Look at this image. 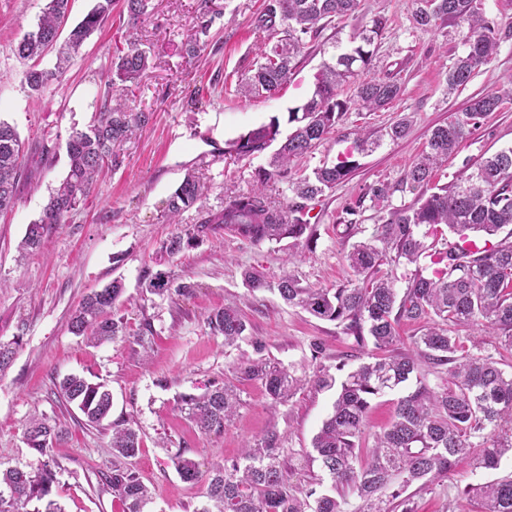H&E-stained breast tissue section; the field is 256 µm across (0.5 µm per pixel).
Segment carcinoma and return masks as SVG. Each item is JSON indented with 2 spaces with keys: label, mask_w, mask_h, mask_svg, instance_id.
<instances>
[{
  "label": "carcinoma",
  "mask_w": 512,
  "mask_h": 512,
  "mask_svg": "<svg viewBox=\"0 0 512 512\" xmlns=\"http://www.w3.org/2000/svg\"><path fill=\"white\" fill-rule=\"evenodd\" d=\"M71 0H46L33 29L15 46L19 58L33 62L25 75L29 91L43 96L70 65L87 38L112 15L115 0H94V6L66 37H61ZM128 16L126 48L119 51L109 67L108 85L112 102L104 103L84 129H74L66 150L68 171L50 193L40 216L27 226L22 248H40L47 231L64 224L82 198L95 188L104 168L122 163L121 150L134 129L149 120L144 112L126 105L124 92L150 68L147 52L140 47L136 30L147 13L148 0H125ZM199 35L187 41L193 56L202 50L200 36L208 33L212 20L209 0ZM361 0H273L257 18L256 29L277 36L272 46L260 52L250 74L238 83V91L252 96L271 94L288 79L294 60L336 18L356 12ZM438 20L466 26L468 52L448 69L447 89L453 93L467 85L476 69L497 54L499 40L479 12L476 0H416L414 26L428 29ZM382 15L353 37L352 45L325 63L317 76L312 97L288 110L291 131L270 162L271 169L256 174V186L249 191L224 195V209L208 211L195 228L177 233L160 246L173 257L201 235L224 228L253 244L290 238L309 244L316 229L303 220L304 206L294 202L283 207L264 193L271 178L288 177V166L316 149L336 128L353 106L377 111L403 94L401 84L379 78L375 68V39L386 28ZM55 54L51 69L38 67L47 54ZM355 82L353 96L339 98L344 84ZM512 96L508 86L471 99L464 111L436 126L425 151L395 182L367 185L355 207L345 214L346 228L355 227L353 216L365 201L378 205L397 192L412 200L391 208L374 233L358 241L346 254L353 279L337 288H303L291 275L275 282L259 273L244 272L245 283L254 290L279 294L290 306L312 316L343 326L354 349L365 352L369 361L358 365L336 390L332 412L312 440L313 453L304 456L308 465L316 462L331 480V488L319 490L323 479L303 489L291 482L292 471L281 459L283 436L270 429L248 442L239 458L201 472L194 460L177 454L173 463L181 479L189 484L207 483V502L199 512H350L351 499L362 502L360 512H415L409 488L427 490L447 477L461 459L476 469L497 470L503 457L512 454V372L501 367L491 355H476L467 345L465 328L481 326L499 339L500 347L512 349V148L501 149L472 165L449 185L436 187L435 173L448 157L457 153L478 126L479 120L499 109ZM408 121L402 119L374 135L359 132L354 152L365 154L384 140L396 141L406 135ZM280 135L279 118L249 130L230 144L239 156L259 153ZM357 161L344 159L322 166L312 174L291 182L293 193L313 200L348 179ZM32 178L17 130L0 120V212L14 207L21 178ZM205 186L193 172L185 174L167 200L170 216L202 202ZM457 240L448 241L445 231ZM506 237L479 247L473 233ZM414 266L399 289L382 266ZM166 272L147 274L146 291L161 294L169 290ZM123 292L118 280L82 299L70 320L71 332L95 341L124 335L123 318L114 313ZM426 322L412 346H399L397 328L403 322ZM210 330L224 336L233 346L245 337L247 322L233 303L213 310L206 319ZM242 381L259 380L271 407L283 405L303 385L296 370L265 357L237 367ZM443 384L432 387L428 376ZM416 381L413 391L397 403L391 423L374 437L366 459L359 460L360 441L370 401L387 391ZM59 395L92 424L107 419L112 410V393L103 381L71 375L59 383ZM239 393L226 383L204 392L181 397V408L204 433L220 434L237 414ZM64 430L47 417L32 419L25 433L30 448L45 457L36 472L20 468L0 470V512H62L50 498L56 482V462L51 455ZM137 431L124 424L112 427L111 448L116 458H133L140 450ZM112 495L122 512H148L152 493L133 473L118 468L108 478ZM472 504L478 512H512V474L457 490L455 502Z\"/></svg>",
  "instance_id": "obj_1"
}]
</instances>
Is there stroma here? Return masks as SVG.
Returning <instances> with one entry per match:
<instances>
[{"instance_id":"stroma-1","label":"stroma","mask_w":512,"mask_h":512,"mask_svg":"<svg viewBox=\"0 0 512 512\" xmlns=\"http://www.w3.org/2000/svg\"><path fill=\"white\" fill-rule=\"evenodd\" d=\"M269 2L212 0L215 17L207 44L191 57L184 44L198 28L201 0H149L138 33L151 66L126 95L134 111L149 113L150 120L125 144L121 166L105 170L68 222L48 231L40 252L23 257L18 244L28 224L67 173L66 141L72 129L85 128L106 99V73L126 45L127 25L109 18L51 91L35 98L24 83L30 64L16 56L14 47L36 23L45 0H0V118L15 126L26 156L42 163L40 174L21 180L15 206L0 213V343L14 351L0 373V467L37 471L41 458L25 442L26 427L42 415L55 420L68 432L54 449L59 468L52 497L63 512H121L106 481L116 463L110 447L116 423L133 426L142 438L138 455L118 463L150 488V512H199L205 502L204 485L183 482L176 472L172 458L178 453L206 472L238 458L246 441L273 428L284 438L285 465H295L331 413L335 391L309 382L273 409L261 382L237 381L241 404L219 435L198 431L180 409L181 396L236 381V366L259 354L309 378L321 365L343 363L351 369L365 360L336 323L288 306L271 292L250 291L244 271L255 268L271 280L287 274L306 288L346 283L352 273L345 254L354 239L372 234L381 212L364 207L358 217L361 230L352 239L339 223L344 210L364 186L398 180L425 149L436 125L512 76V0H476L500 38L498 52L451 95L446 92L448 69L467 51L462 28L448 21L414 28L415 0H362L353 18L336 20L307 43L276 93L245 96L234 86L267 38L255 20ZM376 14L388 20L375 42L377 71L400 83L403 95L375 112H346L316 150L292 163L291 175L305 176L337 163L359 130L378 131L404 117L410 130L405 138L384 141L374 152L358 156L348 181L306 202V218L317 229L314 247L288 239L255 246L219 230L175 257L161 254L162 242L197 225L202 210L223 208L225 188L252 189L271 151L241 157L227 152V144L274 117L281 133H289V109L312 96L323 63L332 61L337 48L348 46ZM510 146L512 100L481 121L435 181L453 182L466 162ZM190 170L205 182L206 198L202 206L183 211L178 223H170L165 202ZM156 270L166 271L174 283L192 284V292H143L145 275ZM116 279L124 285L116 310L126 322L125 335L93 344L72 334L70 315L82 297ZM228 300L235 301L247 321L245 338L231 348L206 323L209 312ZM258 341L265 346L260 353L254 347ZM317 343L322 353H314ZM70 375L107 383L112 412L100 426L89 425L58 397L59 382ZM511 472L507 457L496 471L461 461L441 485L416 495L417 512H456L450 505L456 488Z\"/></svg>"}]
</instances>
